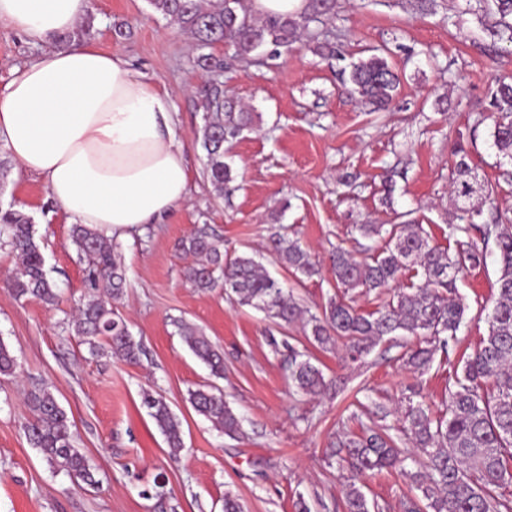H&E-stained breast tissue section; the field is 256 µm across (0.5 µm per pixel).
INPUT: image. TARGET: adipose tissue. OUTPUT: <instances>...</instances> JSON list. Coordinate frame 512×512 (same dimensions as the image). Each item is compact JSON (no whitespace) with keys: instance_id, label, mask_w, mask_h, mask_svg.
Segmentation results:
<instances>
[{"instance_id":"ef3b65f1","label":"adipose tissue","mask_w":512,"mask_h":512,"mask_svg":"<svg viewBox=\"0 0 512 512\" xmlns=\"http://www.w3.org/2000/svg\"><path fill=\"white\" fill-rule=\"evenodd\" d=\"M89 4L0 0V23L45 47L0 89V144L73 223L121 236L183 203L190 171L168 92L121 55L88 44L54 48Z\"/></svg>"}]
</instances>
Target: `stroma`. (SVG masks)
I'll use <instances>...</instances> for the list:
<instances>
[{
    "label": "stroma",
    "mask_w": 512,
    "mask_h": 512,
    "mask_svg": "<svg viewBox=\"0 0 512 512\" xmlns=\"http://www.w3.org/2000/svg\"><path fill=\"white\" fill-rule=\"evenodd\" d=\"M498 19L487 0H436L428 15L418 12L416 0H336L321 20L336 33L346 58L380 48L400 75L388 112L369 111L342 94L333 70L303 40L283 53L276 68L224 70L226 94L253 114L251 129L226 156L239 184L227 201L205 174L200 91L210 76L193 66L187 35L148 0H91L78 26L81 42L121 53L172 96L191 173L189 194L161 223L116 241L127 286L113 308L146 351L134 365L91 356L71 331L85 261L70 240L69 219L42 179L12 173L0 188V207L32 217L46 269L62 295L54 308L15 299L4 281L17 258L0 246V338L20 364L16 377L0 378V512H223L228 492L244 512H295L300 497L311 512H344L346 481L326 455L345 434L359 432L352 417L358 391H369L383 406L388 425L416 392L441 413L454 365L487 332L478 315L496 294L494 257L458 280L469 320L449 348L447 364L424 375L401 366L395 343L381 342L355 368L343 365L341 348H315L300 325L288 326L283 332L289 342L337 380L335 391L309 399L289 393L283 357L267 342L278 331L273 322L223 289L192 288L183 278L189 259L176 243L207 224L223 238L225 251L239 254L264 247L274 223L287 225L320 275L298 285L286 265L270 256L264 263L274 278L294 286L305 307L331 295L329 253L339 245L355 250L353 225L391 224L407 212L430 244L456 250L448 236L454 144L497 184L500 209L512 211V184L501 181L491 137V93L499 77L512 75V53L502 52L491 33ZM39 52L20 32L0 25V88L14 67ZM387 179L394 185L389 194ZM180 320L223 351V379L214 380L190 352L177 331ZM211 382L240 417L241 434L218 431L187 402L188 390ZM37 384L51 386L66 409L75 445L94 467L98 487L53 472L29 445L23 392ZM146 389L162 396L182 422L185 448L177 459L169 458L142 405ZM363 491L379 512H400L401 500L416 493L410 478L395 469L367 476Z\"/></svg>",
    "instance_id": "stroma-1"
}]
</instances>
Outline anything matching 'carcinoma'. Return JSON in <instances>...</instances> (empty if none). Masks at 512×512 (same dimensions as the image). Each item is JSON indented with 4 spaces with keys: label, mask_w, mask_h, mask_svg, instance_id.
Here are the masks:
<instances>
[{
    "label": "carcinoma",
    "mask_w": 512,
    "mask_h": 512,
    "mask_svg": "<svg viewBox=\"0 0 512 512\" xmlns=\"http://www.w3.org/2000/svg\"><path fill=\"white\" fill-rule=\"evenodd\" d=\"M334 0H310L308 13L259 17L245 0H149L155 12L175 22L196 41L193 64L214 76L224 72V57L211 52L218 44L233 50V58L246 66L267 65L278 59L307 31L315 53L325 60L343 61L336 34L310 24L320 22ZM343 92L372 106L375 112L389 109L400 86V77L381 54L359 58L336 70ZM204 112L201 146L206 152L205 171L214 192L230 197L238 186L232 167L225 161L224 143L249 129L253 115L224 96L212 81L200 90ZM494 145L512 160V82L501 80L493 92ZM451 205L453 234H462L456 254L429 244L424 229L412 221L399 224H356L365 254L356 259L338 246L332 253L335 295L316 312L303 309L291 288L272 278L253 255L224 258V241L199 227L180 239L176 248L193 261L183 276L199 291L222 288L235 295L242 306L266 313L277 326L287 327L301 319L306 339L325 349L343 342L344 359L357 362L385 338L412 337L401 343V359L418 374L425 373L436 355L448 354L450 343L466 324L468 305L458 293L457 281L465 271L486 261L488 243H494L499 263L497 293L487 316V335L479 347L455 370L448 390L446 412L434 416L423 402L408 400L398 417L395 433L378 426H362L361 433L346 437L341 466L350 473L345 491L346 512H370L360 478L393 468L410 460L399 448L405 440L422 450L425 471L411 473L420 495L402 503L403 512H512V501L502 490L512 483V217L498 211L494 187L478 167L466 160L463 147L454 150ZM71 238L80 256L88 261L84 294L72 322L74 335L98 356L102 338L112 356L137 363L144 354L141 341L125 319L112 309L110 300L124 292L126 270L112 240L87 224H74ZM0 243L19 257L8 286L18 299H33L47 307L59 303L56 283L48 277L45 258L36 239L32 218L17 209H0ZM267 253L287 265L296 281L318 274L317 263L281 226L267 238ZM416 269L419 282L399 288L372 311L359 309L350 292L384 294L400 284L406 271ZM177 327L192 353L210 370L224 378V356L196 328L179 321ZM18 358L0 338V376H12ZM294 392L309 398L325 394L332 386L319 365L303 353L288 363ZM192 408L215 428L229 436L241 432V420L224 392L214 385L188 391ZM31 418L24 434L53 469L89 486L98 484L85 454L73 444L71 421L47 386L26 393ZM142 404L165 438L168 455L175 459L184 448L181 423L160 396L143 392Z\"/></svg>",
    "instance_id": "cac0c4a2"
}]
</instances>
